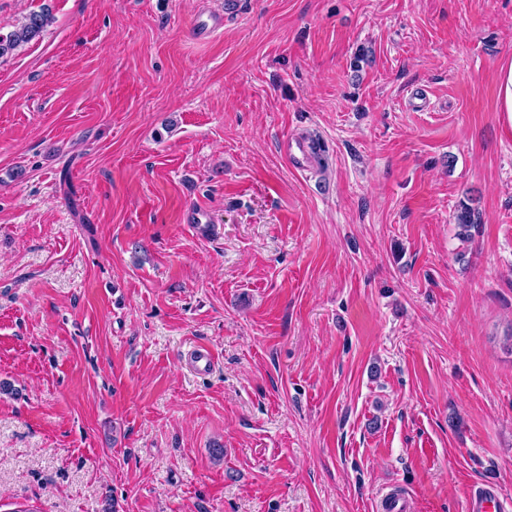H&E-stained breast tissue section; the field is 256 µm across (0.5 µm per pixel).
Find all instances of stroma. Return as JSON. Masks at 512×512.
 <instances>
[{
  "instance_id": "1",
  "label": "stroma",
  "mask_w": 512,
  "mask_h": 512,
  "mask_svg": "<svg viewBox=\"0 0 512 512\" xmlns=\"http://www.w3.org/2000/svg\"><path fill=\"white\" fill-rule=\"evenodd\" d=\"M242 2L0 0V512L512 501V0ZM239 0H225L223 10H210L203 13L207 20L201 27L195 28L198 37H207L223 28L224 22L239 15ZM49 13L42 11L30 14L24 23L15 30L3 36L0 34V58L29 43L50 24ZM498 106L501 122L512 128V63L498 72ZM318 146L310 139H289L286 138L283 142V152L285 156L290 159L295 165H301L313 155ZM186 364L196 373L206 374L212 371L215 365V357L205 346L199 345L188 350ZM503 510L500 490L493 483L474 488L465 502L466 512H502Z\"/></svg>"
}]
</instances>
